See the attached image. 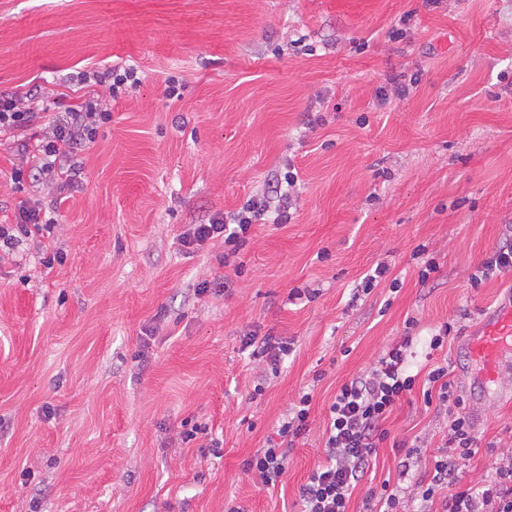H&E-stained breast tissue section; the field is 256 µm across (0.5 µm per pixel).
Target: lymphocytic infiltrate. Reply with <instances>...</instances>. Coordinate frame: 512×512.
<instances>
[{
  "instance_id": "obj_1",
  "label": "lymphocytic infiltrate",
  "mask_w": 512,
  "mask_h": 512,
  "mask_svg": "<svg viewBox=\"0 0 512 512\" xmlns=\"http://www.w3.org/2000/svg\"><path fill=\"white\" fill-rule=\"evenodd\" d=\"M78 83L89 94L80 100L66 118L46 122L44 137L36 149L19 143L17 153L23 165L37 169L55 201H62L80 173L73 153L77 146L94 140L99 125L112 119L111 99L125 85H139L133 67H115L106 72H83ZM35 96L0 95V134L24 130L40 119ZM289 194H280L276 208L247 202L231 217H215L207 224H194L180 242L190 247L207 240L223 239L229 254H236L247 242L252 226L262 223L268 211H275V223L291 218ZM54 217L40 204L20 206L11 224H0V249L15 251L24 238L52 231ZM408 343L393 345L370 372L352 377L336 392L328 408L324 432L326 460L309 474L300 489L301 512H349L354 489L366 477L378 448L391 443L413 459L416 446L404 440H391L386 422L392 413L413 397L424 407L444 409L448 433L414 484L413 496L424 512L440 505L441 512H512V461L501 463L490 481L481 485L464 484L463 466L475 453L476 438L463 400L456 396L446 367L428 372L425 387H418L417 375L408 366ZM312 398L301 394L288 409L277 429L276 439L246 461L248 472L266 486H276L288 471V453L309 432Z\"/></svg>"
}]
</instances>
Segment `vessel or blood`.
<instances>
[{
  "instance_id": "vessel-or-blood-1",
  "label": "vessel or blood",
  "mask_w": 512,
  "mask_h": 512,
  "mask_svg": "<svg viewBox=\"0 0 512 512\" xmlns=\"http://www.w3.org/2000/svg\"><path fill=\"white\" fill-rule=\"evenodd\" d=\"M509 348H512V304L501 306L483 331L471 337L466 345V356L480 385L495 382L500 358Z\"/></svg>"
}]
</instances>
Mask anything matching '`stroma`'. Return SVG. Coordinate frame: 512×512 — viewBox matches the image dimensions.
<instances>
[{
	"label": "stroma",
	"instance_id": "35a3bbf8",
	"mask_svg": "<svg viewBox=\"0 0 512 512\" xmlns=\"http://www.w3.org/2000/svg\"><path fill=\"white\" fill-rule=\"evenodd\" d=\"M129 65L141 83L77 151L60 205L31 172L13 188L17 149L0 143V224L25 200L58 214L0 261V512H300L337 389L407 335L412 368L448 363L472 418L463 482L511 458L512 349L482 391L461 347L512 296L510 275L469 283L512 239V0H0V94L61 117L73 75ZM397 80L409 95L379 103ZM291 167L288 224L255 225L231 259L220 239L181 245ZM47 243L64 264L41 263ZM419 246L438 265L425 282ZM380 261L388 279L354 299ZM306 286L314 301L289 299ZM268 333L294 344L275 376L243 346ZM306 389L311 431L263 487L244 463ZM200 423L210 435L181 443ZM446 423L406 403L388 426L426 460ZM399 461L378 448L350 512L383 481L411 486L422 469Z\"/></svg>",
	"mask_w": 512,
	"mask_h": 512
}]
</instances>
